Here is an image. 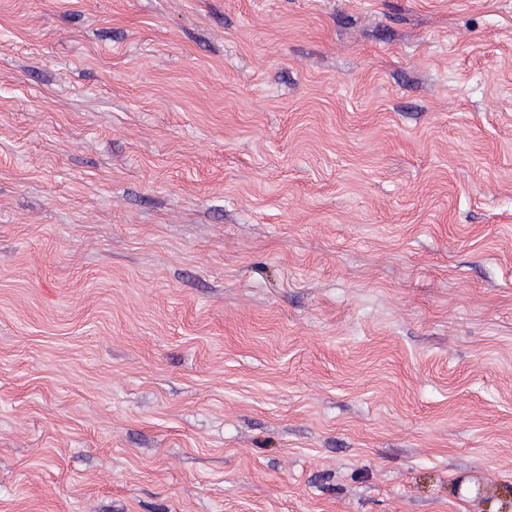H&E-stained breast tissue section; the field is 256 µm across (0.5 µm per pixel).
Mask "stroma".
<instances>
[{
    "label": "stroma",
    "mask_w": 512,
    "mask_h": 512,
    "mask_svg": "<svg viewBox=\"0 0 512 512\" xmlns=\"http://www.w3.org/2000/svg\"><path fill=\"white\" fill-rule=\"evenodd\" d=\"M0 512H512V0H0Z\"/></svg>",
    "instance_id": "35a3bbf8"
}]
</instances>
